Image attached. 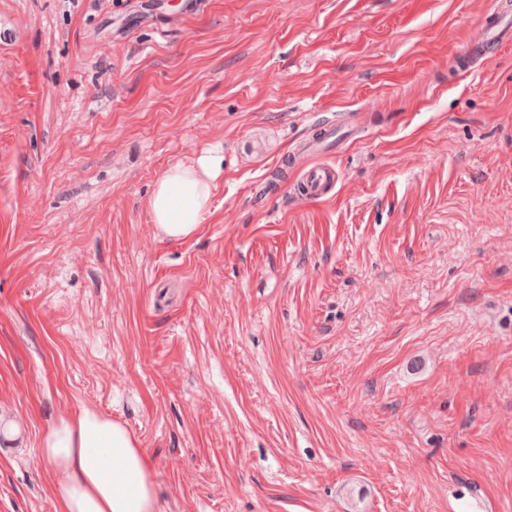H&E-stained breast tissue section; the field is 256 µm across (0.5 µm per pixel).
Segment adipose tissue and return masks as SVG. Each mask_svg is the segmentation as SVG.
I'll return each instance as SVG.
<instances>
[{"label":"adipose tissue","instance_id":"1","mask_svg":"<svg viewBox=\"0 0 512 512\" xmlns=\"http://www.w3.org/2000/svg\"><path fill=\"white\" fill-rule=\"evenodd\" d=\"M223 172L217 147L170 167L149 200L157 231L171 240L196 233ZM40 448L55 477L59 512H161L153 463L122 424L84 409L50 425Z\"/></svg>","mask_w":512,"mask_h":512}]
</instances>
